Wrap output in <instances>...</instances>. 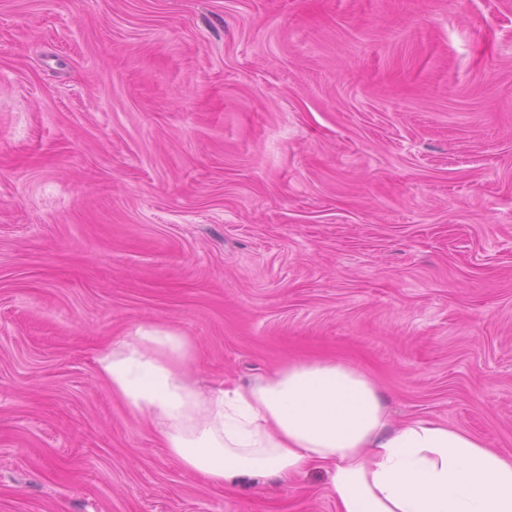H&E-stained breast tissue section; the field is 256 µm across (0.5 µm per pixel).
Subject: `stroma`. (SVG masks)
Here are the masks:
<instances>
[{
    "instance_id": "1",
    "label": "stroma",
    "mask_w": 512,
    "mask_h": 512,
    "mask_svg": "<svg viewBox=\"0 0 512 512\" xmlns=\"http://www.w3.org/2000/svg\"><path fill=\"white\" fill-rule=\"evenodd\" d=\"M140 325L512 456V0H0V512H336L170 456L95 373Z\"/></svg>"
}]
</instances>
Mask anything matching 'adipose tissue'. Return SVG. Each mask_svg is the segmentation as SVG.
<instances>
[{
	"label": "adipose tissue",
	"instance_id": "ef3b65f1",
	"mask_svg": "<svg viewBox=\"0 0 512 512\" xmlns=\"http://www.w3.org/2000/svg\"><path fill=\"white\" fill-rule=\"evenodd\" d=\"M192 340L141 325L100 350L95 372L170 455L216 487L288 483L324 470L336 512H512V458L428 418L394 422L374 380L333 359L284 364L205 390Z\"/></svg>",
	"mask_w": 512,
	"mask_h": 512
}]
</instances>
